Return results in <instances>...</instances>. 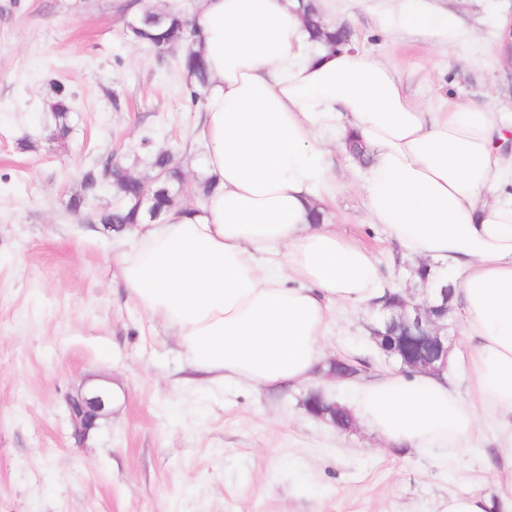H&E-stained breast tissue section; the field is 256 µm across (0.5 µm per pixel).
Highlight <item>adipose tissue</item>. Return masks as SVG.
<instances>
[{"label":"adipose tissue","instance_id":"adipose-tissue-1","mask_svg":"<svg viewBox=\"0 0 512 512\" xmlns=\"http://www.w3.org/2000/svg\"><path fill=\"white\" fill-rule=\"evenodd\" d=\"M299 0H199L195 48L205 61L202 170L212 190L139 225L119 260L129 294L171 329L212 384L306 385L324 358L332 303L371 304L377 257L309 213L337 148L358 135L365 216L407 258L453 283L472 345L468 396L447 374L391 372L359 386L350 410L389 443L466 452L481 420L512 415V178L493 148L504 115L449 103L433 112L397 71L356 49L313 46ZM395 29L471 40L451 13L399 0ZM509 476L496 501L452 495L445 512H512Z\"/></svg>","mask_w":512,"mask_h":512}]
</instances>
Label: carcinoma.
Listing matches in <instances>:
<instances>
[{"label":"carcinoma","instance_id":"obj_1","mask_svg":"<svg viewBox=\"0 0 512 512\" xmlns=\"http://www.w3.org/2000/svg\"><path fill=\"white\" fill-rule=\"evenodd\" d=\"M300 8L305 28L310 33L311 41L314 44H325L336 50L350 44V33L346 29L339 27L332 33L324 30L318 9L311 0H302ZM127 29L134 40L154 48H165L177 43L189 45V49L179 61V67L185 71L187 77L195 81L191 97L195 100L200 97V90L207 82L206 65L203 59L191 49L196 32L187 25L181 12L168 11L159 18H153L151 14L144 11L127 23ZM52 87L54 96L50 101V111L54 121V132L56 137L64 138L71 131V114L74 112V103L72 96L61 85L54 83ZM152 167L157 172H163V177L154 183V188L158 189V204L152 213L142 207H136L141 187L122 166L111 168L107 175L104 174V171L96 169L85 172L82 177L85 195L73 198L72 206L79 207L84 201L94 196L101 184L106 183L114 193L115 202L110 210L101 215L100 223L107 224L111 229L119 231L122 227L130 224L155 222L167 210L174 207L172 198L164 193L163 188L171 187L181 181L182 174L174 165L170 152L157 154L153 158Z\"/></svg>","mask_w":512,"mask_h":512}]
</instances>
